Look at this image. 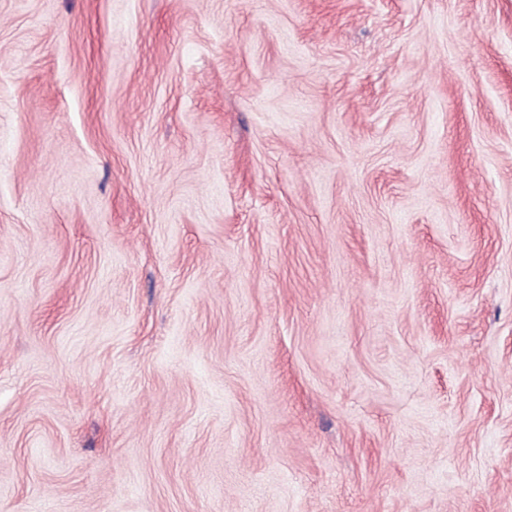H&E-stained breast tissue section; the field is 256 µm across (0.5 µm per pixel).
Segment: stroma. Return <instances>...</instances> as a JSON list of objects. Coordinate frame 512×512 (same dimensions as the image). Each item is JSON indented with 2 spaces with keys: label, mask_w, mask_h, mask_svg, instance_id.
Segmentation results:
<instances>
[{
  "label": "stroma",
  "mask_w": 512,
  "mask_h": 512,
  "mask_svg": "<svg viewBox=\"0 0 512 512\" xmlns=\"http://www.w3.org/2000/svg\"><path fill=\"white\" fill-rule=\"evenodd\" d=\"M0 512H512V0H0Z\"/></svg>",
  "instance_id": "stroma-1"
}]
</instances>
